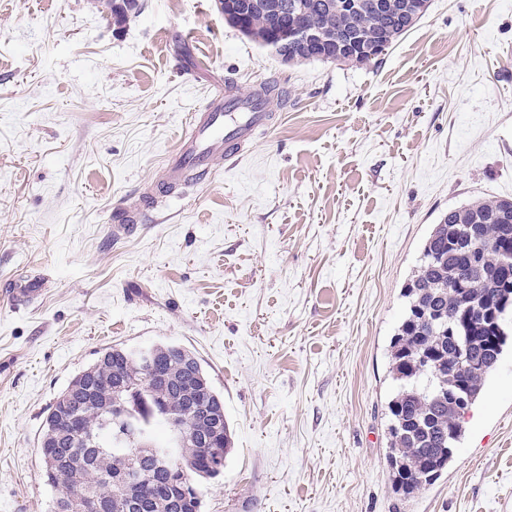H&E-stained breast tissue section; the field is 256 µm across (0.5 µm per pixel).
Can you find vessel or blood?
Segmentation results:
<instances>
[{
  "label": "vessel or blood",
  "instance_id": "b4317fda",
  "mask_svg": "<svg viewBox=\"0 0 512 512\" xmlns=\"http://www.w3.org/2000/svg\"><path fill=\"white\" fill-rule=\"evenodd\" d=\"M270 115L265 104L253 97L229 95L212 100L193 112L178 151L169 156L168 182H178L186 171L208 168L215 161L236 162L243 145L264 129Z\"/></svg>",
  "mask_w": 512,
  "mask_h": 512
}]
</instances>
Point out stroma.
<instances>
[{
	"label": "stroma",
	"instance_id": "obj_1",
	"mask_svg": "<svg viewBox=\"0 0 512 512\" xmlns=\"http://www.w3.org/2000/svg\"><path fill=\"white\" fill-rule=\"evenodd\" d=\"M0 0V512H49L48 408L111 346L195 353L234 448L201 512H512V351L448 472L396 490L390 338L433 224L512 199V0H430L367 65L282 62L215 0ZM268 129L112 232L213 95ZM39 281L41 295L9 290Z\"/></svg>",
	"mask_w": 512,
	"mask_h": 512
}]
</instances>
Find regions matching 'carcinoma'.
Listing matches in <instances>:
<instances>
[{
  "mask_svg": "<svg viewBox=\"0 0 512 512\" xmlns=\"http://www.w3.org/2000/svg\"><path fill=\"white\" fill-rule=\"evenodd\" d=\"M247 27H232L262 44L275 20L251 0ZM308 12L288 16V26L315 23L328 35L345 28L364 48L395 43L415 24L396 21L402 0L386 10L355 14L328 11L323 0H305ZM504 199L478 197L443 214L423 241L420 259L402 289L405 308L391 337L387 403L391 477L409 497L440 478L465 436L457 394L472 406L509 339L512 312V215L497 217ZM168 380L152 381L142 361L124 347L103 350L77 374L48 409L40 441L42 476L55 492L54 512H82L110 495L107 512H200L197 479L224 471L232 431L224 397L212 387L199 360L172 343L155 344ZM132 406L133 429L126 446L112 444V405ZM158 427L166 439L155 435ZM184 433L170 447L175 431ZM188 492L165 495L171 475Z\"/></svg>",
  "mask_w": 512,
  "mask_h": 512,
  "instance_id": "1",
  "label": "carcinoma"
}]
</instances>
